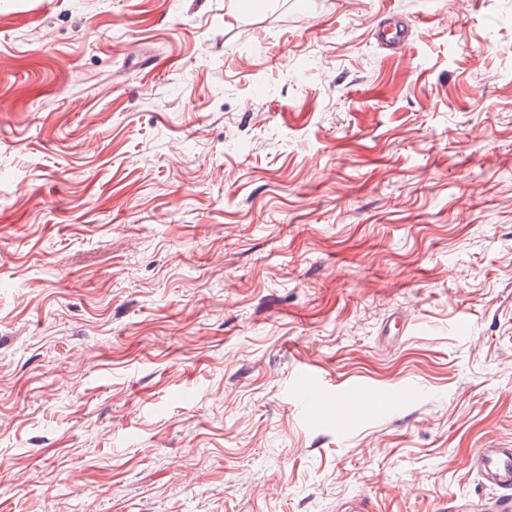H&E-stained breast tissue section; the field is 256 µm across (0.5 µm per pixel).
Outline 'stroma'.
Returning a JSON list of instances; mask_svg holds the SVG:
<instances>
[{
  "instance_id": "35a3bbf8",
  "label": "stroma",
  "mask_w": 512,
  "mask_h": 512,
  "mask_svg": "<svg viewBox=\"0 0 512 512\" xmlns=\"http://www.w3.org/2000/svg\"><path fill=\"white\" fill-rule=\"evenodd\" d=\"M511 447L512 0H0V512H480ZM295 395L307 400L313 407L336 408V419L342 427L349 426L352 418L368 407L380 405L378 399L370 398L360 385L346 386L334 394L311 375L300 377L292 387ZM471 467L498 491V512L512 511V448H484L471 459Z\"/></svg>"
}]
</instances>
